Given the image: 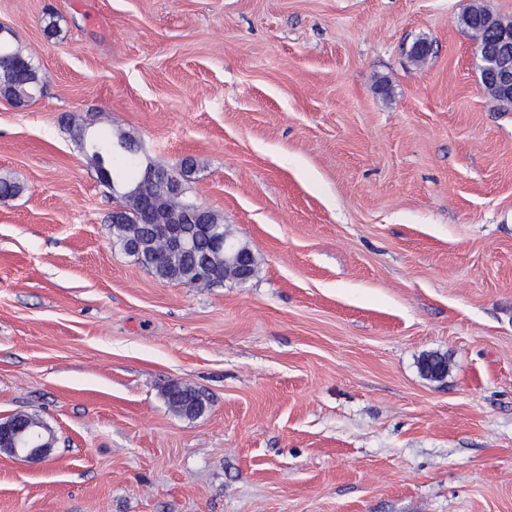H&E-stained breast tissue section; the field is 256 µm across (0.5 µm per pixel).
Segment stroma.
I'll use <instances>...</instances> for the list:
<instances>
[{"label":"stroma","instance_id":"obj_1","mask_svg":"<svg viewBox=\"0 0 512 512\" xmlns=\"http://www.w3.org/2000/svg\"><path fill=\"white\" fill-rule=\"evenodd\" d=\"M512 0H0V512H512V107L459 23ZM431 43L420 64L409 57ZM192 159L255 276L156 278L63 129ZM446 356L443 378L419 361ZM201 391L175 416L163 389ZM4 29V33H0V55L12 59L13 65L0 72V95L21 103L26 98L32 97L39 78L30 60L12 48L8 38L9 31L6 27ZM22 61L26 62L25 68L19 70L18 65ZM480 81L484 89L495 100L503 105H512V85L503 87L496 79L494 68L483 69L479 67ZM40 437L29 427H20L9 419H0V452L34 463L48 461L53 448L39 444Z\"/></svg>","mask_w":512,"mask_h":512}]
</instances>
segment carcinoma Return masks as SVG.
<instances>
[{"mask_svg": "<svg viewBox=\"0 0 512 512\" xmlns=\"http://www.w3.org/2000/svg\"><path fill=\"white\" fill-rule=\"evenodd\" d=\"M458 24L476 38L484 40L492 52L497 48V38L512 32L511 20L498 18L480 7H472L463 13L458 18ZM8 35L7 30L0 33V55L12 59L13 65L0 71V95L21 102L32 97L39 78L28 58L12 48ZM479 72L481 84L488 94L498 102L511 106L512 86L503 87L497 81L492 67L481 68ZM67 124L74 140L85 141V145L92 150L88 158L96 167L99 178L111 183L117 182V168L120 166L135 173L134 179L120 185L124 222L111 225L113 241L128 256L159 279L187 287L222 286L226 280L244 283L237 270L224 260V253L213 252L210 249L211 238L215 235L233 240L231 232L224 225L223 217L215 211L205 214L202 219V222L209 224L208 233L204 232L199 224L183 225L189 250L170 252L159 260L145 250H138L135 243L143 242L150 237L152 225L139 223L135 192L142 185V163L140 159L131 157L128 149V146L134 145L135 140L130 136H121L117 139L94 137L87 131V125L73 118L68 119ZM146 189L153 193L158 208L170 217L177 218L185 209L195 205V202L186 196L185 188L176 199L170 196L162 181L150 184ZM420 371L427 378H441L447 371L446 357L436 352L423 356ZM164 398L169 409L183 417H199L207 408L204 396L188 386L182 387L178 393L168 386L164 389Z\"/></svg>", "mask_w": 512, "mask_h": 512, "instance_id": "1", "label": "carcinoma"}]
</instances>
